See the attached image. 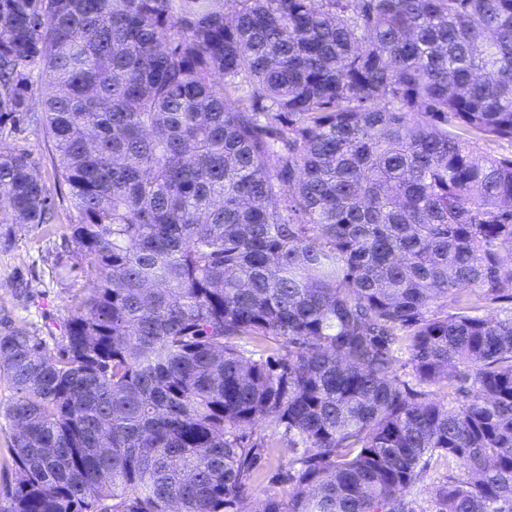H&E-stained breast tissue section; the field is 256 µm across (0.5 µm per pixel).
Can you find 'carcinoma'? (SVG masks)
<instances>
[{
	"label": "carcinoma",
	"mask_w": 512,
	"mask_h": 512,
	"mask_svg": "<svg viewBox=\"0 0 512 512\" xmlns=\"http://www.w3.org/2000/svg\"><path fill=\"white\" fill-rule=\"evenodd\" d=\"M36 69L96 286L0 336V512H414L440 457L439 512H512V0H0V126ZM51 218L1 146L0 224ZM474 149L482 154L496 157H512V140L509 139H473ZM13 398V391L9 382L0 374V501L4 504L7 486L13 482L12 470V442L14 430L4 417V411ZM2 414V415H1ZM274 442L275 447L269 448L264 464L256 475L253 487L260 496L272 495L286 501L291 487L275 474L288 468V464L298 458L304 448L301 445L292 448L291 443H288V438L281 434L275 436Z\"/></svg>",
	"instance_id": "1"
}]
</instances>
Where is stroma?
Here are the masks:
<instances>
[{
	"mask_svg": "<svg viewBox=\"0 0 512 512\" xmlns=\"http://www.w3.org/2000/svg\"><path fill=\"white\" fill-rule=\"evenodd\" d=\"M32 81L29 119L4 143L30 154L36 174L51 192L56 220L47 228L0 224V334L23 324L51 344L60 340L72 306L85 297L92 282L77 269V248L63 239L67 225L75 223L76 217L66 189L57 182L52 143L41 121L44 79L37 74ZM12 398L8 381L0 375V501L14 478V430L4 416ZM252 432L254 437L270 436L275 442L253 483L256 493L287 499L290 486L281 480L280 473L301 455V448L291 447L287 437L272 435L263 423Z\"/></svg>",
	"mask_w": 512,
	"mask_h": 512,
	"instance_id": "stroma-1",
	"label": "stroma"
}]
</instances>
